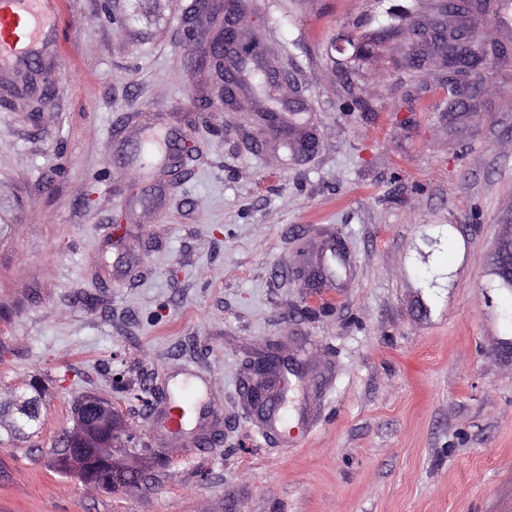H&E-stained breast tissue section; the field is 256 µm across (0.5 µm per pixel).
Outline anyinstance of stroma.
Instances as JSON below:
<instances>
[{
	"instance_id": "obj_1",
	"label": "stroma",
	"mask_w": 512,
	"mask_h": 512,
	"mask_svg": "<svg viewBox=\"0 0 512 512\" xmlns=\"http://www.w3.org/2000/svg\"><path fill=\"white\" fill-rule=\"evenodd\" d=\"M193 4L67 0L41 111L0 73V399L42 390L37 436L0 429V512H512V325L488 275L512 61L454 114L439 62L407 58L435 0H246L279 56L268 127L195 72ZM332 238L346 270L313 287L300 254ZM271 347L315 420L285 437L246 399ZM190 377L195 418L167 433ZM88 391L120 406L138 488L55 468Z\"/></svg>"
}]
</instances>
